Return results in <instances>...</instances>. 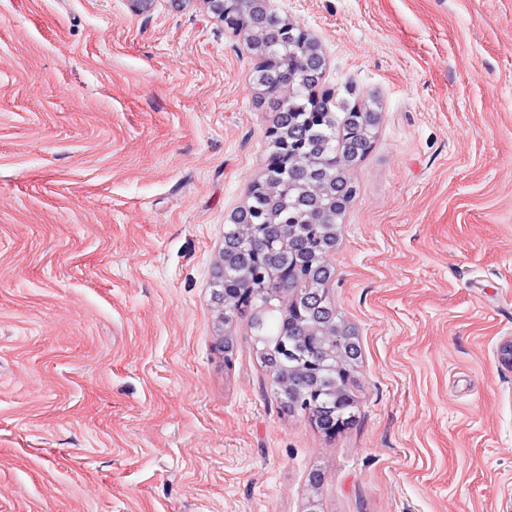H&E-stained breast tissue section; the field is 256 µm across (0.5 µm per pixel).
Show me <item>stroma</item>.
Instances as JSON below:
<instances>
[{
  "label": "stroma",
  "mask_w": 512,
  "mask_h": 512,
  "mask_svg": "<svg viewBox=\"0 0 512 512\" xmlns=\"http://www.w3.org/2000/svg\"><path fill=\"white\" fill-rule=\"evenodd\" d=\"M271 6L379 101L329 257L355 422L288 413L212 297L273 120L242 36L0 0V512H512V0Z\"/></svg>",
  "instance_id": "1"
}]
</instances>
